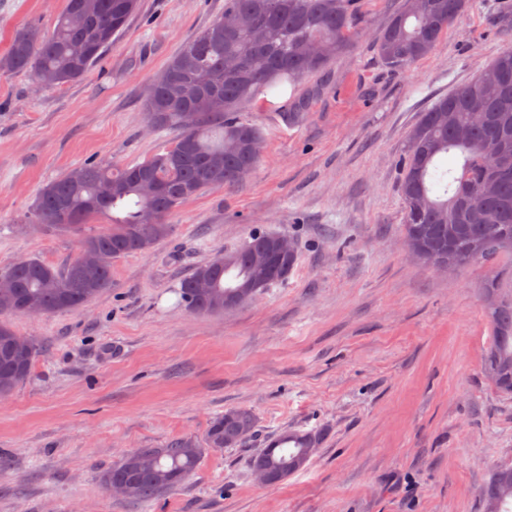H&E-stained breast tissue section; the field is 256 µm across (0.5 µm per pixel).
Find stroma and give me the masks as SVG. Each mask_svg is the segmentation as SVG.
I'll list each match as a JSON object with an SVG mask.
<instances>
[{"instance_id":"35a3bbf8","label":"stroma","mask_w":512,"mask_h":512,"mask_svg":"<svg viewBox=\"0 0 512 512\" xmlns=\"http://www.w3.org/2000/svg\"><path fill=\"white\" fill-rule=\"evenodd\" d=\"M403 2L364 0L350 52L242 109L265 136L256 169L177 207L171 238L113 259L108 291L11 316L41 349L0 399V512H483L493 467L512 464V396L482 371L483 287L512 290V262L446 275L408 257L398 162L421 112L512 47V11L472 0L432 55L394 71L374 40ZM65 5L0 0V54L19 27L49 33ZM223 12L224 0H140L84 79L0 72V269L72 260L74 234L18 216L75 166L133 165L169 146L176 132L151 128L147 90ZM256 227L296 242L288 281L221 314L190 312L181 280ZM236 407L253 411L255 436L205 448L177 489L143 504L102 483L135 449L202 444ZM288 427L321 431L320 447L300 472L259 484L252 456Z\"/></svg>"}]
</instances>
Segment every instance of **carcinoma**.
Instances as JSON below:
<instances>
[{
    "instance_id": "1",
    "label": "carcinoma",
    "mask_w": 512,
    "mask_h": 512,
    "mask_svg": "<svg viewBox=\"0 0 512 512\" xmlns=\"http://www.w3.org/2000/svg\"><path fill=\"white\" fill-rule=\"evenodd\" d=\"M361 0H225L223 16L199 31L163 69L171 80L156 82L144 100L151 125L174 128L164 152L133 166L90 161L48 182L23 221L78 235L76 257L64 268L38 259H21L0 271V394L12 393L29 376L40 345L21 361L12 350L18 332L8 316L76 310L112 287V259L147 252L173 233L167 217L207 188L241 183L260 161L249 146L263 134L234 113L258 92L288 77L302 79L325 69L347 50ZM472 6L468 0H405L377 34L376 53L392 70H406L431 55L443 36ZM139 0H66L54 31L18 28L6 53L3 72L49 74L52 83L82 80L137 12ZM234 27L224 29V18ZM197 112L186 127L180 113ZM484 112L481 123L471 112ZM512 147V48L500 50L475 77L421 113L399 161L403 234L430 262L446 256L458 269L493 264L512 257V164L493 167L484 147ZM152 176L163 183L153 197L139 181ZM105 215L109 224L87 232L85 225ZM278 234L254 231L245 244L224 253V268L204 263L181 281L178 293L195 314H216L248 302L273 285L288 281L297 253L271 262L255 282L257 261L267 256ZM211 287H196L198 279ZM492 343L482 357L494 388L512 394V293L487 282ZM256 427L253 412L230 409L215 418L206 444L235 447ZM314 430L289 429L269 441L250 464L277 484L301 470L318 446ZM201 449L189 440L165 448H139L105 472V485H125V497L147 503L179 486L196 468ZM496 512H512V466L501 464L481 491Z\"/></svg>"
}]
</instances>
